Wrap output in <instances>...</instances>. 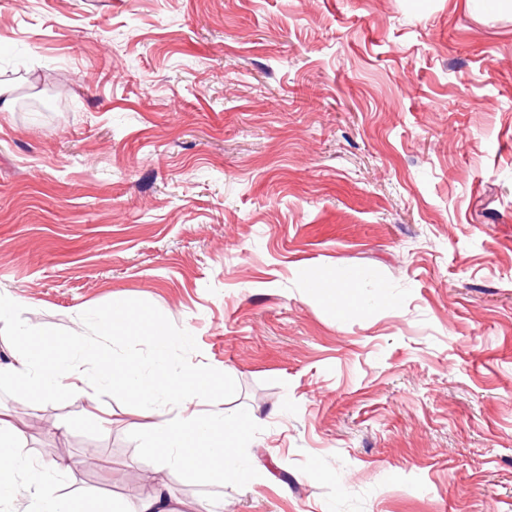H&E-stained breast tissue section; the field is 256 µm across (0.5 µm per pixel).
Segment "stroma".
I'll use <instances>...</instances> for the list:
<instances>
[{"label":"stroma","instance_id":"1","mask_svg":"<svg viewBox=\"0 0 512 512\" xmlns=\"http://www.w3.org/2000/svg\"><path fill=\"white\" fill-rule=\"evenodd\" d=\"M0 81V293L154 304L262 426L198 486L138 408L0 396L62 495L512 512V0H0ZM325 288V297L336 303V298L340 301V308L345 312L359 310L361 304L357 299V296L351 290L346 288H352L348 283L341 281H330L323 285Z\"/></svg>","mask_w":512,"mask_h":512}]
</instances>
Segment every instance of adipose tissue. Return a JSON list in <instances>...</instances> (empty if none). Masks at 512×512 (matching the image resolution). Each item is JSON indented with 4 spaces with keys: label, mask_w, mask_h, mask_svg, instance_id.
Masks as SVG:
<instances>
[{
    "label": "adipose tissue",
    "mask_w": 512,
    "mask_h": 512,
    "mask_svg": "<svg viewBox=\"0 0 512 512\" xmlns=\"http://www.w3.org/2000/svg\"><path fill=\"white\" fill-rule=\"evenodd\" d=\"M22 434L10 421L0 419V500L24 498L32 512H116L113 505L90 506L76 497L60 494L58 481L70 466L57 458L46 463L32 461L20 448Z\"/></svg>",
    "instance_id": "adipose-tissue-1"
}]
</instances>
